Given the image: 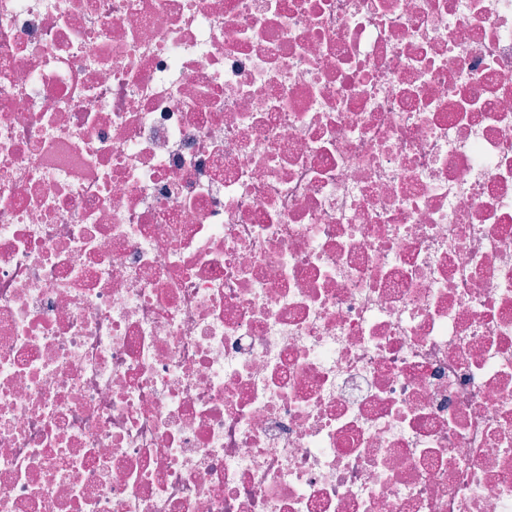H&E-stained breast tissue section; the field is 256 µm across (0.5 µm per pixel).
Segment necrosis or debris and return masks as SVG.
Masks as SVG:
<instances>
[{"label": "necrosis or debris", "mask_w": 512, "mask_h": 512, "mask_svg": "<svg viewBox=\"0 0 512 512\" xmlns=\"http://www.w3.org/2000/svg\"><path fill=\"white\" fill-rule=\"evenodd\" d=\"M0 512H512V0H0Z\"/></svg>", "instance_id": "obj_1"}]
</instances>
